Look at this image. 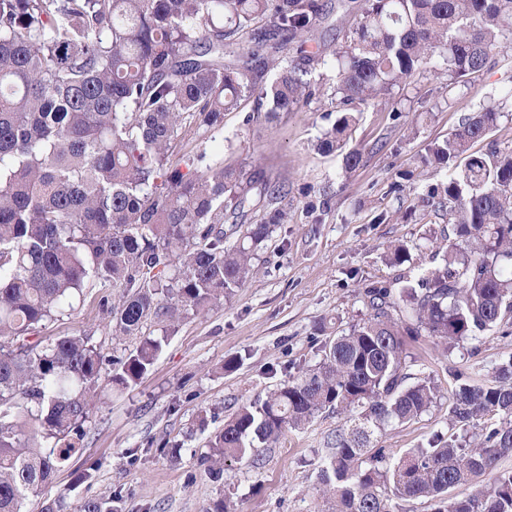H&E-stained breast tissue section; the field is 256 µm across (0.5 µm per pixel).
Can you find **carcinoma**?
Segmentation results:
<instances>
[{
    "label": "carcinoma",
    "mask_w": 512,
    "mask_h": 512,
    "mask_svg": "<svg viewBox=\"0 0 512 512\" xmlns=\"http://www.w3.org/2000/svg\"><path fill=\"white\" fill-rule=\"evenodd\" d=\"M320 15L318 0H0V512H24L79 452L103 366L127 388L167 340L109 358L89 334L44 341L46 323L95 280L118 289L100 299L117 335L140 334L152 316L172 328L234 295L288 223L285 183L204 150L172 165L185 124L219 132L224 112L254 95L268 107L246 123L271 121L329 89L345 106L318 143L331 153L354 113L394 100L416 75L442 70L461 88L512 45V0H363L333 61L282 54L311 40ZM319 64L332 86L313 78ZM508 112L512 85L421 155L458 169L425 197L452 226L442 263L396 293L366 288L369 316L328 339L315 365L238 406L201 464L256 466L259 449L331 410L348 420L327 441L318 512H394L418 498L435 512H512V468L500 467L512 457V354L487 383L448 365L447 441L397 457L372 445L440 397L435 381L406 372L409 342L424 334L451 351L512 325V146L469 153ZM254 195L266 210L245 224ZM477 426L472 441L458 435ZM483 477L478 492L455 495ZM115 502L81 509L118 512Z\"/></svg>",
    "instance_id": "1"
}]
</instances>
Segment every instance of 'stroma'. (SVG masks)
<instances>
[{
    "mask_svg": "<svg viewBox=\"0 0 512 512\" xmlns=\"http://www.w3.org/2000/svg\"><path fill=\"white\" fill-rule=\"evenodd\" d=\"M323 15L316 38L292 42L285 51L299 56L316 52L332 60L342 33L358 15L362 0H320ZM444 75L430 73L404 91L401 104L366 108L352 127L349 147L362 153L361 166L342 171L341 154L315 148L321 132L338 114L329 96L314 99L297 112L281 114L272 124L245 125L256 107L241 100L225 112L224 128L212 134L188 125L173 145L179 159L204 150L226 168L259 172L287 184L288 221L280 225L260 252V270L226 303L185 319L170 330L148 322L144 335L167 341L149 371L130 388L111 382L104 366L83 448L62 467L27 512L67 495L72 512L89 498L120 495L122 512H214L227 504L231 512H315L316 474L325 440L343 422L332 411L320 413L307 427L285 433L275 447L261 452L260 466L250 460L225 464L212 478L200 463L210 433L220 430L240 404L264 396L288 376L314 365L327 337L347 331L367 318L363 292L372 282L391 281L405 266L387 264L390 244H411L413 266H429L418 249L447 226L441 213L422 206L427 186L441 171L422 166L426 144L456 130L462 115L477 111L487 93L512 84V47L494 66L474 78L467 91L449 94ZM331 190L328 209H319L323 190ZM101 286L84 289L69 315L47 323L50 338L91 334L103 352L123 356L139 341L115 335L99 300ZM512 354V329L483 337L478 354L463 344L452 354L421 337L407 359L409 373L431 377L444 396L421 418L387 427L377 446L401 455L448 433L449 365L491 371ZM235 368H228V361ZM208 427L199 430L200 417ZM181 447L171 462L163 444ZM89 480H81L83 469Z\"/></svg>",
    "mask_w": 512,
    "mask_h": 512,
    "instance_id": "stroma-1",
    "label": "stroma"
}]
</instances>
